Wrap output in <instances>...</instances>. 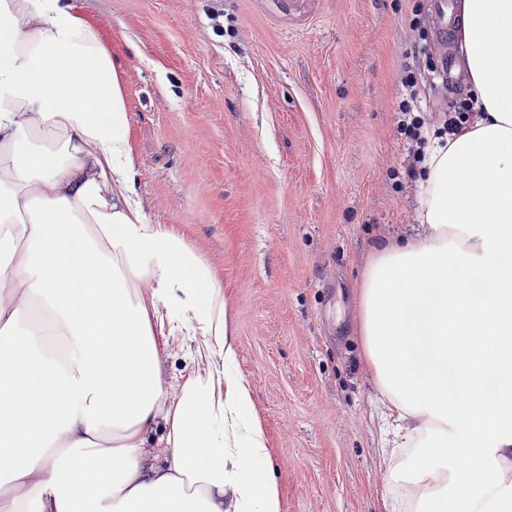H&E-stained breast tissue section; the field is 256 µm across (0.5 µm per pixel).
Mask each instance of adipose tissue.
I'll use <instances>...</instances> for the list:
<instances>
[{
    "instance_id": "ef3b65f1",
    "label": "adipose tissue",
    "mask_w": 512,
    "mask_h": 512,
    "mask_svg": "<svg viewBox=\"0 0 512 512\" xmlns=\"http://www.w3.org/2000/svg\"><path fill=\"white\" fill-rule=\"evenodd\" d=\"M458 16L475 115L429 142L416 228L357 285L391 512H512V0ZM136 168L99 30L0 0V512H282L223 287ZM186 342L182 336H175L171 342L169 353L162 360V369L167 377L178 375L184 367Z\"/></svg>"
}]
</instances>
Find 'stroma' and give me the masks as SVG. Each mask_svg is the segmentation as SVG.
<instances>
[{
    "label": "stroma",
    "mask_w": 512,
    "mask_h": 512,
    "mask_svg": "<svg viewBox=\"0 0 512 512\" xmlns=\"http://www.w3.org/2000/svg\"><path fill=\"white\" fill-rule=\"evenodd\" d=\"M123 66L137 187L212 265L283 512H389L355 334L373 251L415 225L400 75L451 97L430 0H73ZM425 53H417V46Z\"/></svg>",
    "instance_id": "stroma-1"
}]
</instances>
